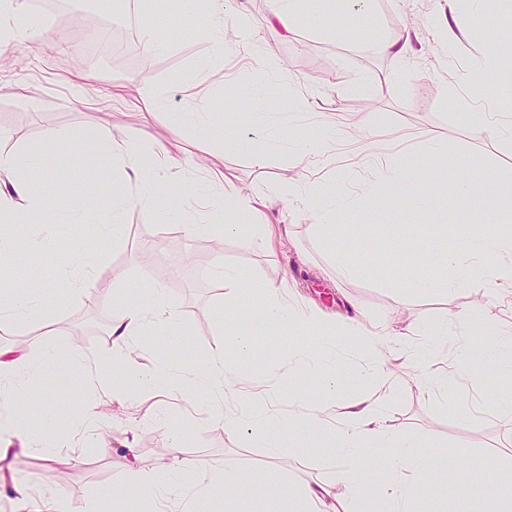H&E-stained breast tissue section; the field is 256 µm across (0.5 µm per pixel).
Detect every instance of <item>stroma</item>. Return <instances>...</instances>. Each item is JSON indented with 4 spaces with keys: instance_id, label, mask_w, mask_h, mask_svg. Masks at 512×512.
I'll use <instances>...</instances> for the list:
<instances>
[{
    "instance_id": "obj_1",
    "label": "stroma",
    "mask_w": 512,
    "mask_h": 512,
    "mask_svg": "<svg viewBox=\"0 0 512 512\" xmlns=\"http://www.w3.org/2000/svg\"><path fill=\"white\" fill-rule=\"evenodd\" d=\"M270 0H224L228 40L245 33L241 57H216L207 38L215 16L203 11L192 20V32L170 19L186 9L185 0H161L158 18L166 19L164 34L170 50L140 51L133 59L115 61L111 51L76 55L60 45L53 7H34L19 0L11 23L32 28L35 38L0 40V148L21 153L31 183L44 188L58 209L80 204L87 188L111 174L112 160L99 153L91 162L75 161L72 154L48 144L46 129L79 136L94 145V135L111 132L116 139L136 140L142 150L163 146L175 158L188 160L180 176L177 203L205 223L198 213L197 188L207 169H221L236 177L245 193L266 197L263 219L290 227L292 245L267 250L250 237L219 239L207 233L186 236L180 225L164 221L154 211L131 204L125 214L127 238L123 245L102 244L94 225L81 224L56 239L39 259L19 254L0 261V283L19 287L37 278L53 285L58 300L51 320L23 319L0 323V344L27 351L42 345L83 350L88 360L69 374H45L30 382L32 397L16 403L19 422L36 411L34 401L53 394L58 415L40 445L51 448L53 459L38 453L0 461V512H24L12 491L13 482L27 486L30 503L57 497L85 508L105 512L98 497L104 486L124 483L128 454L149 474L182 463L190 478L199 479L218 468L236 472L242 480L267 469L279 485L330 483L336 463L330 441L286 428L279 434L284 455L268 467L266 451L254 437L231 438L215 427L203 405H191L178 396L167 397L162 412L149 415V405L133 395L115 401L93 386L90 374L107 362L113 346L110 308L87 292L72 288V270L58 256L79 252L90 263L94 286L112 290L147 288L149 281L164 283L170 305L187 333L179 355L154 338H145L136 353L142 369L158 361L198 365L227 351L223 333L224 288L213 278H198L197 269H212L217 261L243 269L257 283L280 286L285 296L300 297L323 313L343 319L366 316L395 320L402 335L388 344L389 364L398 381L387 393L388 415L394 433L421 445L422 455L465 461V468L443 469L440 482L455 489L467 482L470 465L495 463L500 479L512 481V420L495 409L500 398L512 394V381L485 368L456 377L455 385L427 395L412 379L407 348L420 343L428 327L456 314L448 330L478 341L490 339L497 328L512 325V302L486 297L480 281L443 291L438 287L446 271L424 269L430 286L418 293L404 291L396 272L409 265L416 245L446 241L456 248L471 226L498 220L493 209L472 211L466 200L450 196L449 182L467 177L482 182L489 200L512 195V137L495 138L482 124L468 121L471 112L494 109L496 119L512 122V95L498 82L497 72L484 66L486 41L496 21L512 20L501 0H485L484 16L471 15L468 0H373L367 21L356 27L335 19L333 33L320 36L309 29L295 35H272L267 26ZM410 41L412 61L398 67L381 52L388 42ZM275 66L274 80L280 107L265 117L267 134L282 139L263 165L251 155L222 149L216 134L199 130H172L171 112H220L227 124L245 122L247 105L238 97L240 80ZM164 109L155 112V101ZM330 114L337 127L363 114L368 127L365 142L414 138L440 140L441 154L419 157L418 177L432 205L417 214L410 200L384 195L376 213L346 210L336 230L334 245H326L310 231L312 213L305 201L320 188H335L339 197L356 196L373 174L356 163L343 148L313 157L307 168L294 162V148L315 132L321 114ZM286 181L300 185L301 199L288 201L274 188ZM368 232H361V225ZM351 250L361 269L345 278L333 259L334 251ZM242 325L255 338L252 356L236 362L240 398L258 411L288 417L298 414L293 399L322 395L315 376L289 373L284 359L295 341L293 328L273 329L260 321L255 293L238 298ZM93 404L98 417L86 424L78 407ZM179 440H172V433ZM111 448L104 456L103 448ZM415 512H495L482 487L448 501L422 500Z\"/></svg>"
}]
</instances>
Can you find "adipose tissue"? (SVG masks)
Listing matches in <instances>:
<instances>
[{
    "label": "adipose tissue",
    "instance_id": "adipose-tissue-1",
    "mask_svg": "<svg viewBox=\"0 0 512 512\" xmlns=\"http://www.w3.org/2000/svg\"><path fill=\"white\" fill-rule=\"evenodd\" d=\"M302 0H273L269 25L294 32L302 25L317 30L331 27L332 17L327 10L305 12ZM242 100L250 106L247 126L224 124L217 112H173L170 125L180 130L189 126L217 130L225 149L248 152L256 164H264L268 153L277 148L278 140L262 135L261 128L267 111L276 103L273 84L267 74L259 73L241 89ZM103 148L112 158V179L101 182L88 194L86 200L67 216L54 215L49 196L34 187L23 172L18 153L0 150V223L39 224L44 235L20 239L0 233V257L20 252L38 254L46 251L53 237L70 224L97 222L101 236L113 243H121L125 233V214L131 204L139 203L160 210L167 221L182 224L185 234L206 230L220 237L234 236L241 227L223 220L227 207L244 211L254 210L255 201L241 194L230 176L215 169L207 174L214 193L208 199L212 217L206 227L188 223L187 214L173 199L178 193L176 176L185 164L162 150L143 152L133 142L103 136ZM368 166L382 175V185L398 196H412L417 212L426 211L431 199L418 179L415 164L409 155L401 154L382 161L369 156ZM312 231L324 243H333L344 204L335 191L313 193ZM506 220L481 226L478 233L465 238L455 249L432 245L422 251L420 262L406 271L402 287L420 291L426 286L421 275L423 266L441 265L450 272L446 287L461 285L473 276H481L482 286L492 298L512 295V197L500 198L497 203ZM51 284L33 280L19 288L0 290V321L6 317L25 316L46 320L54 306ZM264 323L271 328L296 327L301 339L293 351L300 369L319 376L324 395L336 393V346L341 337L356 336L375 355L376 368L381 376L389 370L383 358L387 325L365 326L362 321L347 323L328 319L321 313L301 308L288 301L279 289L267 288L262 302ZM110 331L115 348L109 370L99 372V386L120 397L116 377H123L127 386L140 395L154 396L164 391L188 400L202 396L215 397L209 408L213 424L223 428L225 435L237 437L254 431L256 418L246 409L225 413L218 401L234 393L237 379L223 357L212 358L206 366L179 368L161 363L152 372H145L132 355L131 347L137 337L153 336L166 344L184 346L186 334L179 324L176 311L166 300L165 288L152 283L142 298L134 303L124 301L111 307ZM448 325L439 323L429 328L424 342L414 350L415 363L427 368L426 381L433 387H445L451 379L447 372L437 370L436 364L447 343ZM85 360L83 352L53 346L40 347L36 354H27L14 348L0 346V457L7 455L19 427L11 410L15 402L26 399L32 375L49 371L58 376L67 375ZM487 365L498 375L512 377V326L495 330L492 338L480 348L461 346L459 366L469 369L474 362ZM346 421H337L326 410L303 415L294 420L297 430L330 436L340 464L339 482L344 485L346 499L359 498L363 506L359 512H409L415 499H439L443 495L439 482L428 479L429 471L445 467L446 459L423 456L414 441L399 439L386 425L378 400L359 397L346 406ZM374 459L389 475L383 496L369 495L368 472L358 469L357 461ZM124 489L106 486L99 497L108 506V512H141L143 504H150L152 512H170L167 495L169 487L189 484L182 512H195L199 502L225 496L240 497L250 504L249 512H324L323 504L330 492L325 487H283L271 484L264 473H256L247 482L235 472L215 469L205 478L188 481L182 466H174L163 475L146 476L134 467L125 471Z\"/></svg>",
    "mask_w": 512,
    "mask_h": 512
}]
</instances>
